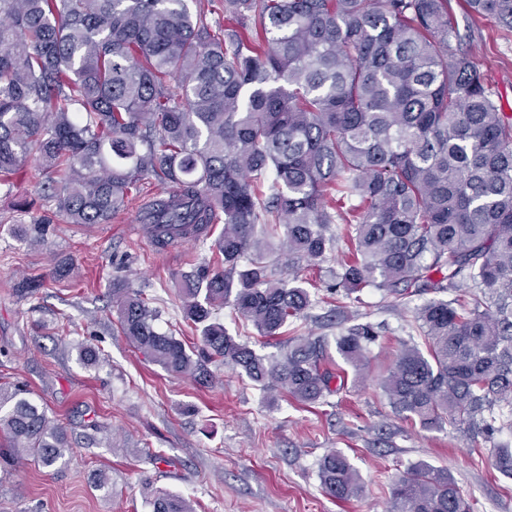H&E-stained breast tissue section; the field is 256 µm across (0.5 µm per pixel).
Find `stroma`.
<instances>
[{"instance_id":"stroma-1","label":"stroma","mask_w":512,"mask_h":512,"mask_svg":"<svg viewBox=\"0 0 512 512\" xmlns=\"http://www.w3.org/2000/svg\"><path fill=\"white\" fill-rule=\"evenodd\" d=\"M448 12L477 72L512 113V34L471 17L465 0H450ZM42 181L30 160L23 180L0 189V384H26L68 430L74 451L50 471L0 462V512H150L149 489L183 496L196 512H391L392 487L418 461L447 470L472 512H512V478L493 467L494 443L464 426L425 430L395 414L383 371L403 344H422L414 311L426 298L398 299L373 286L355 298L329 293L347 250L345 225H333L335 251L308 270L312 303L288 333L331 340L368 323L379 339L363 375L346 370L340 389L303 404L266 396L221 365L206 386L170 375L121 336L111 297L116 275L143 291L159 331L197 340L176 281L210 258L207 244L160 248L131 230L162 185H145L111 223H55L46 244L34 245L23 225L54 209L41 197ZM62 260L71 265L63 278L54 273ZM25 276L45 277L44 288L20 296L14 285ZM83 344L100 349L97 365L80 362ZM332 450L359 471L361 497L342 501L323 489L319 462ZM98 469L108 472L111 492L95 490Z\"/></svg>"}]
</instances>
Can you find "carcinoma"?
I'll use <instances>...</instances> for the list:
<instances>
[{"mask_svg":"<svg viewBox=\"0 0 512 512\" xmlns=\"http://www.w3.org/2000/svg\"><path fill=\"white\" fill-rule=\"evenodd\" d=\"M188 2L0 0V186L33 157L69 224L110 223L150 180L166 185L149 204L165 225L156 245L224 224L218 260L181 276L201 347L157 331L156 310L114 278L120 332L171 375L208 384L218 362L302 403L341 379L325 366L327 339L259 354L212 314L231 304L260 335H284L310 305L305 271L336 248L331 225L346 224L351 257L330 288L459 292L417 309L427 351L404 345L382 381L395 413L486 442L511 428L495 410L512 408V114L473 68L448 0ZM467 3L512 31V0ZM218 10L222 26L208 20ZM52 223L24 233L42 244ZM376 340L369 324L334 338L357 373ZM0 434L3 460L52 469L73 452L24 384H0ZM492 457L512 477V448ZM319 476L340 500L363 492L341 451ZM148 498L151 512H194L181 496ZM392 512L471 506L448 471L419 463L393 488Z\"/></svg>","mask_w":512,"mask_h":512,"instance_id":"obj_1","label":"carcinoma"}]
</instances>
